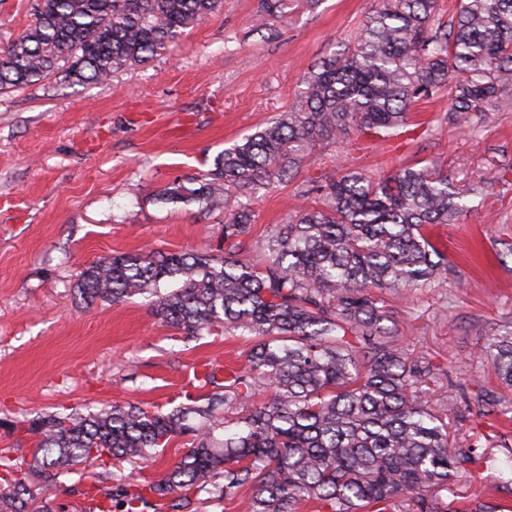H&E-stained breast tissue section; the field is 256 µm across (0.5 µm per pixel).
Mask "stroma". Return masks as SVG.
Instances as JSON below:
<instances>
[{
	"label": "stroma",
	"instance_id": "obj_1",
	"mask_svg": "<svg viewBox=\"0 0 512 512\" xmlns=\"http://www.w3.org/2000/svg\"><path fill=\"white\" fill-rule=\"evenodd\" d=\"M36 0H0V48L34 19ZM258 0H225L152 61L106 82L51 76L0 94V449L23 448L21 421L112 405L178 402L197 363L239 366L249 337L187 340L160 326L150 295L112 304L83 301L80 271L103 257L145 248L215 252L223 217L197 204L160 202L174 178L208 172L215 156L288 109L304 74L359 31L376 0H289L258 31ZM449 96L417 102L421 143L360 151L327 139L319 151L368 173L421 162L447 173L470 210L435 228L450 271L408 298L386 292L401 345L443 371L430 387L448 402L458 444L493 436L490 458L461 467L448 498L454 512H512V478L501 461L512 422L485 414L484 395L512 404V388L488 370L487 339L512 322V109L477 129L445 121ZM260 190L254 236L283 223L307 179ZM184 451L173 441L155 458L123 465L134 483L160 478Z\"/></svg>",
	"mask_w": 512,
	"mask_h": 512
}]
</instances>
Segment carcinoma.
<instances>
[{
  "label": "carcinoma",
  "instance_id": "cac0c4a2",
  "mask_svg": "<svg viewBox=\"0 0 512 512\" xmlns=\"http://www.w3.org/2000/svg\"><path fill=\"white\" fill-rule=\"evenodd\" d=\"M286 8L259 0L257 26ZM223 9L224 0H37L32 23L0 50V93L54 74L104 81ZM302 85L278 118L218 153L210 173L175 178L160 199L220 212L231 187L249 199L303 168H336L297 192L314 204L254 239V211L240 203L224 215L222 255L103 257L76 283L91 302L150 293L160 323L190 339L249 336L246 367L222 379L208 367L166 412L112 405L29 423L30 457L0 450V512H27L66 474L96 483L99 463L153 457L184 436L189 448L162 479L102 490L99 512H141L173 494L182 512H197L201 494L222 499L243 486L253 494L242 512H299L304 501L319 512H453L446 493L475 449L450 441L446 404L422 390L439 367L399 346L379 294L447 277L432 229L458 220L468 200L446 173L403 166L376 178L315 149L322 138L414 141L412 105L445 91L450 123L476 127L511 109L512 0H457L449 22L437 0H378L353 43ZM248 247L257 260L239 259ZM484 349L512 387V328ZM233 407L246 415L228 429L223 412Z\"/></svg>",
  "mask_w": 512,
  "mask_h": 512
}]
</instances>
